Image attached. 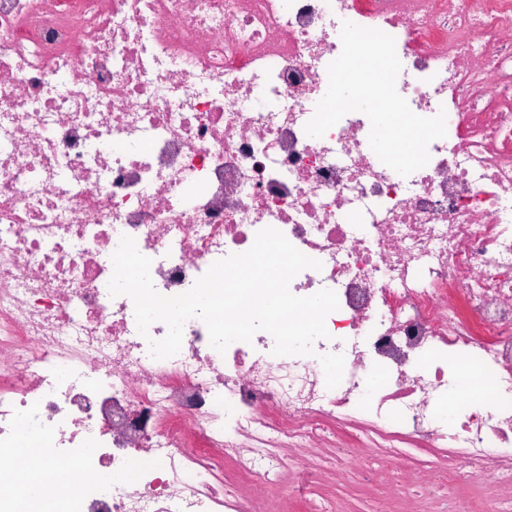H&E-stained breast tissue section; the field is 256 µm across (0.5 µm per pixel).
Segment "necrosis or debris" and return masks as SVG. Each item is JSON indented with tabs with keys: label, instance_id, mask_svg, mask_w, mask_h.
I'll return each instance as SVG.
<instances>
[{
	"label": "necrosis or debris",
	"instance_id": "obj_1",
	"mask_svg": "<svg viewBox=\"0 0 512 512\" xmlns=\"http://www.w3.org/2000/svg\"><path fill=\"white\" fill-rule=\"evenodd\" d=\"M346 21L447 114L410 176L363 113L304 131ZM266 227L321 262L291 290L336 292L329 339L221 353L193 318L153 358L166 325L108 290L121 237L175 296ZM31 453L0 512H332L323 455L379 477L373 512H512V0H0V464Z\"/></svg>",
	"mask_w": 512,
	"mask_h": 512
}]
</instances>
